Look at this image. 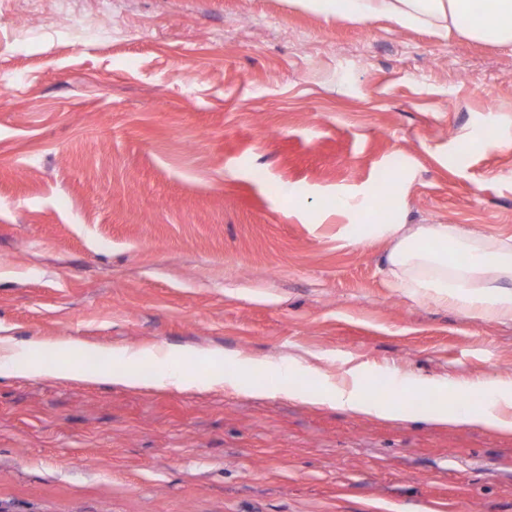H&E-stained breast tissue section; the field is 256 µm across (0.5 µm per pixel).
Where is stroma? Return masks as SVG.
<instances>
[{
	"mask_svg": "<svg viewBox=\"0 0 512 512\" xmlns=\"http://www.w3.org/2000/svg\"><path fill=\"white\" fill-rule=\"evenodd\" d=\"M512 237V46L298 0H0V336L512 384V322L337 236ZM0 377V512H512V432L231 387Z\"/></svg>",
	"mask_w": 512,
	"mask_h": 512,
	"instance_id": "stroma-1",
	"label": "stroma"
}]
</instances>
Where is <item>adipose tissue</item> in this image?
<instances>
[{
  "label": "adipose tissue",
  "instance_id": "obj_1",
  "mask_svg": "<svg viewBox=\"0 0 512 512\" xmlns=\"http://www.w3.org/2000/svg\"><path fill=\"white\" fill-rule=\"evenodd\" d=\"M310 9L361 22L383 16L401 25L431 28L438 36L460 34L499 46H512V0H301ZM336 207L366 216L363 224H346L342 234L349 242L365 244L377 239L393 241L388 257V274L395 287L418 300L452 303L467 314L492 320H512V237L486 239L459 224H402L395 215L377 220L369 203L339 197ZM112 363L94 368L61 356L58 361L22 358L12 339L0 337V375L21 372L30 376L49 375L61 380L81 379L90 382L127 385L138 366L153 364L158 368L156 382L161 386L188 389L193 380L185 370L192 365L205 369V385L209 388L231 383L248 395L269 394L273 388L255 376L248 360L224 362L222 356L201 354L174 347L119 349L112 351ZM286 376H309L313 386L308 390L283 389L291 399L303 397L313 402L339 407L354 413L381 419L403 421L409 418L408 402L425 397L426 421L435 424L471 422L512 432V388L490 389L484 382L469 386L443 381L425 384L399 378L384 396L367 395L369 379L362 370L353 368L336 382L315 369L292 360L280 365ZM475 395L479 414L466 417L451 406L462 390Z\"/></svg>",
  "mask_w": 512,
  "mask_h": 512
}]
</instances>
